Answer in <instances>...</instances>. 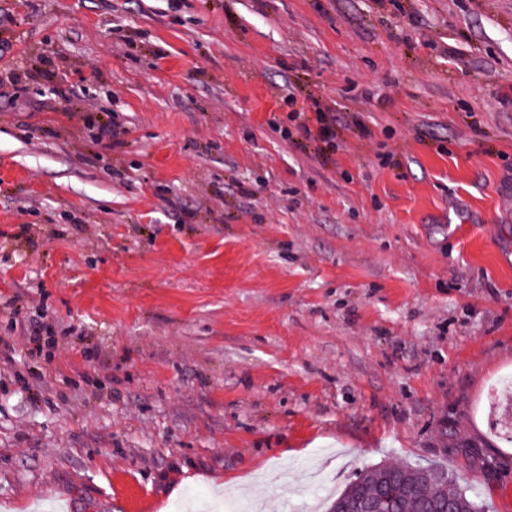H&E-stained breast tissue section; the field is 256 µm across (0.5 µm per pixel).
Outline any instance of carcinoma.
<instances>
[{
	"label": "carcinoma",
	"instance_id": "carcinoma-1",
	"mask_svg": "<svg viewBox=\"0 0 512 512\" xmlns=\"http://www.w3.org/2000/svg\"><path fill=\"white\" fill-rule=\"evenodd\" d=\"M399 483L389 485L385 469L376 467L363 474L368 493L387 498L389 512H425V505L435 504L438 512H483V507L463 490H448V478L437 469L401 465Z\"/></svg>",
	"mask_w": 512,
	"mask_h": 512
}]
</instances>
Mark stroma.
<instances>
[{"mask_svg": "<svg viewBox=\"0 0 512 512\" xmlns=\"http://www.w3.org/2000/svg\"><path fill=\"white\" fill-rule=\"evenodd\" d=\"M0 39V512L430 462L512 512V0H0Z\"/></svg>", "mask_w": 512, "mask_h": 512, "instance_id": "35a3bbf8", "label": "stroma"}]
</instances>
